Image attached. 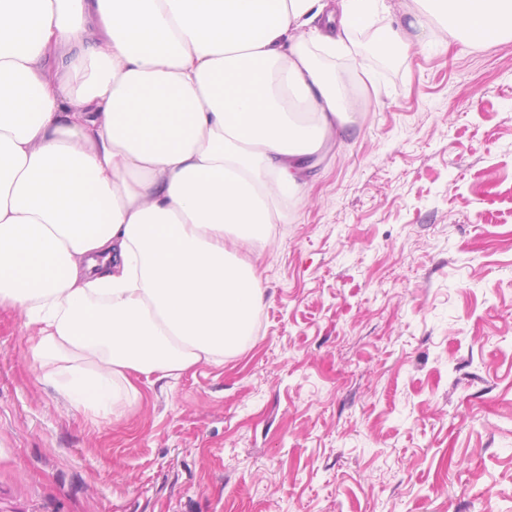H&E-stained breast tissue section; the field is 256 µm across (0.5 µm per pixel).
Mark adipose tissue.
<instances>
[{"mask_svg":"<svg viewBox=\"0 0 512 512\" xmlns=\"http://www.w3.org/2000/svg\"><path fill=\"white\" fill-rule=\"evenodd\" d=\"M0 0V307L69 404L222 364L263 306L249 254L356 110L322 57L378 26L512 37V0Z\"/></svg>","mask_w":512,"mask_h":512,"instance_id":"adipose-tissue-1","label":"adipose tissue"}]
</instances>
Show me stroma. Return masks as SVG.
Wrapping results in <instances>:
<instances>
[{
  "mask_svg": "<svg viewBox=\"0 0 512 512\" xmlns=\"http://www.w3.org/2000/svg\"><path fill=\"white\" fill-rule=\"evenodd\" d=\"M374 34L223 364L96 418L0 308V512H512V39Z\"/></svg>",
  "mask_w": 512,
  "mask_h": 512,
  "instance_id": "obj_1",
  "label": "stroma"
}]
</instances>
